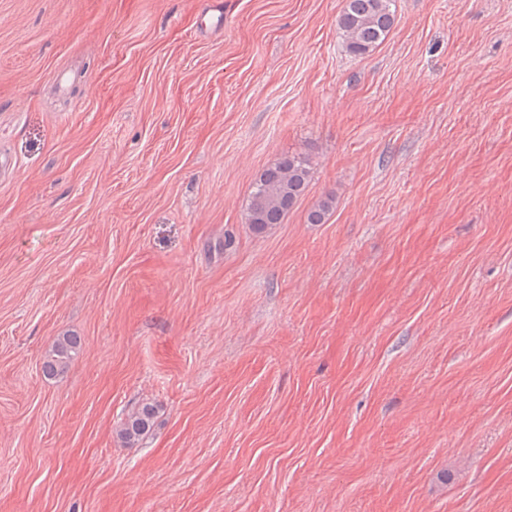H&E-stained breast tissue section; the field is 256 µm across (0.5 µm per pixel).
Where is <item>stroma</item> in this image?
I'll return each mask as SVG.
<instances>
[{"label": "stroma", "mask_w": 512, "mask_h": 512, "mask_svg": "<svg viewBox=\"0 0 512 512\" xmlns=\"http://www.w3.org/2000/svg\"><path fill=\"white\" fill-rule=\"evenodd\" d=\"M395 5L0 0V512H512V0ZM337 19L347 53L364 58L387 38L396 21L395 0H345ZM311 183L308 161L298 155H284L256 178L247 200V224L262 233L283 223ZM82 348V340L78 336H60L54 342L43 362V372L49 376L65 373ZM156 408L151 403H142L127 415L118 430V436L127 445L141 440L152 428Z\"/></svg>", "instance_id": "stroma-1"}]
</instances>
